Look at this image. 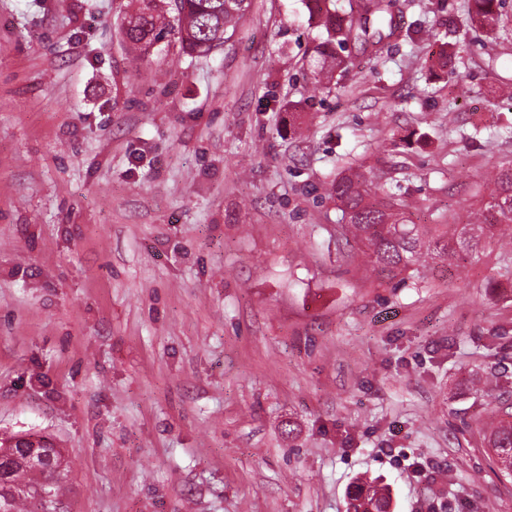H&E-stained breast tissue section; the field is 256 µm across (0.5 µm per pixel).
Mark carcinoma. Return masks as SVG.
Returning a JSON list of instances; mask_svg holds the SVG:
<instances>
[{
  "mask_svg": "<svg viewBox=\"0 0 512 512\" xmlns=\"http://www.w3.org/2000/svg\"><path fill=\"white\" fill-rule=\"evenodd\" d=\"M134 10L121 24L123 39L139 57L169 36L177 39L187 55H208L224 46L228 33L246 15L251 0H133ZM506 0H472L469 21L495 33L502 21ZM309 17L318 20L326 39L315 47L314 80L328 84L343 65L336 48L350 39L365 43L383 38L392 26L391 3L369 0L362 12H345L333 0H305ZM495 189L484 210L466 224H416L407 215L408 205L392 189L359 169H351L333 184L331 196L348 217L342 235L354 242L362 262L377 279L392 280L423 258L438 257L460 264L479 256L486 244L512 243V163L494 177ZM500 472L512 477V413L498 411L484 433ZM9 478L0 482V512H46L42 492L64 504L62 489L68 461L56 469L32 471L17 448L8 456ZM389 490L375 482L361 481L349 493L347 512H390Z\"/></svg>",
  "mask_w": 512,
  "mask_h": 512,
  "instance_id": "carcinoma-1",
  "label": "carcinoma"
}]
</instances>
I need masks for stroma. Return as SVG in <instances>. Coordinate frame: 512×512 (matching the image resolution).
Returning a JSON list of instances; mask_svg holds the SVG:
<instances>
[{
	"mask_svg": "<svg viewBox=\"0 0 512 512\" xmlns=\"http://www.w3.org/2000/svg\"><path fill=\"white\" fill-rule=\"evenodd\" d=\"M128 0H0V439L48 437L69 512H512V253L386 282L337 240L348 168L463 224L512 161V11L392 0L316 88L302 0L141 60ZM480 135H473V128ZM471 2L469 21L487 33H495L504 16L501 9L506 0H472ZM484 440L493 451L500 472L512 477V414L509 411L493 412V419L484 433ZM348 498L347 512H390L389 490L375 482H358Z\"/></svg>",
	"mask_w": 512,
	"mask_h": 512,
	"instance_id": "35a3bbf8",
	"label": "stroma"
}]
</instances>
